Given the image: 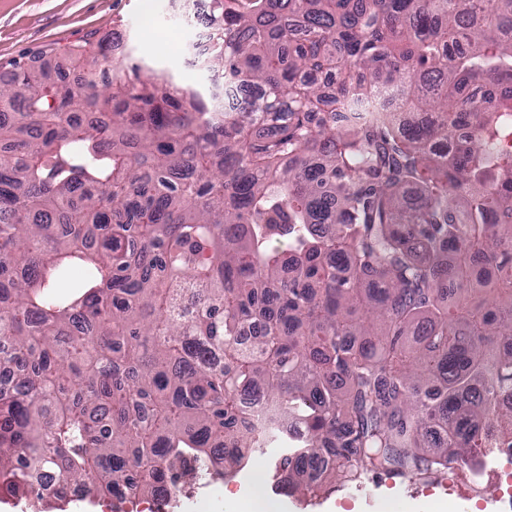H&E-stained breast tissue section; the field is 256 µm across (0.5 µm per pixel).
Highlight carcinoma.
Returning <instances> with one entry per match:
<instances>
[{"instance_id":"obj_1","label":"carcinoma","mask_w":512,"mask_h":512,"mask_svg":"<svg viewBox=\"0 0 512 512\" xmlns=\"http://www.w3.org/2000/svg\"><path fill=\"white\" fill-rule=\"evenodd\" d=\"M204 26L231 112L110 38L69 83L36 57L0 82V492L239 471L279 436L246 398L302 430L281 475L333 450L306 491L512 448V0H212ZM386 84L437 122L403 130ZM244 406L248 412L249 420L257 427L272 424L288 435H297L300 431L298 425L292 420L280 418L274 407L264 401L245 399Z\"/></svg>"}]
</instances>
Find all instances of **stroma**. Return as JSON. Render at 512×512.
<instances>
[{
  "label": "stroma",
  "mask_w": 512,
  "mask_h": 512,
  "mask_svg": "<svg viewBox=\"0 0 512 512\" xmlns=\"http://www.w3.org/2000/svg\"><path fill=\"white\" fill-rule=\"evenodd\" d=\"M187 0H0V78L21 57H39L49 80H57V53L68 46L94 42L112 34L123 41L125 58L138 62L144 74H166L181 86L205 94L212 88V73L194 65V45L204 34ZM277 451L254 453L248 466L224 479H198L190 483L189 497L163 502L141 496L129 502L95 495L91 491L72 499L64 512H225V491H246L256 471H263L265 496L283 506L282 512H426L435 501L448 504V512H500L506 483L497 482L512 461L488 457L478 495L469 498L461 488L469 471L452 466L431 479L369 474L327 497L301 493L297 484L271 481Z\"/></svg>",
  "instance_id": "obj_1"
}]
</instances>
